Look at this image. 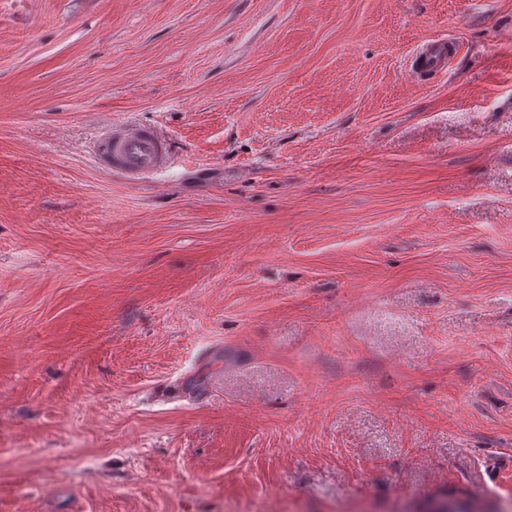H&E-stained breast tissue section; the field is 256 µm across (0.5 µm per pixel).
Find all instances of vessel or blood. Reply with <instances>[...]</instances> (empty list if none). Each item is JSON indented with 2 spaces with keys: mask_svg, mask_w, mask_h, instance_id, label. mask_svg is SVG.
Segmentation results:
<instances>
[{
  "mask_svg": "<svg viewBox=\"0 0 512 512\" xmlns=\"http://www.w3.org/2000/svg\"><path fill=\"white\" fill-rule=\"evenodd\" d=\"M457 50L452 39L437 38L417 48L412 57L422 70L444 71L449 57ZM95 155L129 180H137L165 166L171 157L169 142L154 130L134 125L113 126L98 141Z\"/></svg>",
  "mask_w": 512,
  "mask_h": 512,
  "instance_id": "b4317fda",
  "label": "vessel or blood"
}]
</instances>
